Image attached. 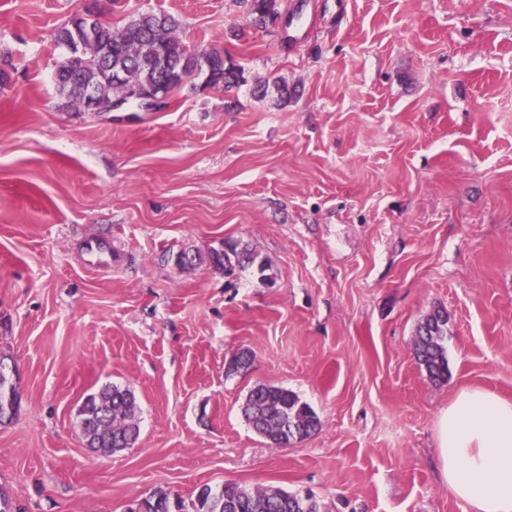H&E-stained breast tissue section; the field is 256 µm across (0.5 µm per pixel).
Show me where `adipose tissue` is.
<instances>
[{
    "label": "adipose tissue",
    "instance_id": "obj_1",
    "mask_svg": "<svg viewBox=\"0 0 512 512\" xmlns=\"http://www.w3.org/2000/svg\"><path fill=\"white\" fill-rule=\"evenodd\" d=\"M437 465L464 512H512V401L459 391L436 429Z\"/></svg>",
    "mask_w": 512,
    "mask_h": 512
}]
</instances>
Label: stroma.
Segmentation results:
<instances>
[{
  "mask_svg": "<svg viewBox=\"0 0 512 512\" xmlns=\"http://www.w3.org/2000/svg\"><path fill=\"white\" fill-rule=\"evenodd\" d=\"M146 11L244 83L198 77L160 111L63 107L52 30ZM280 13L0 0V356L21 392L0 426V489L20 512H129L228 481L308 491L322 512H462L435 466L438 415L465 387L512 401V0ZM89 237L111 242L110 270L89 266ZM228 239L274 285L206 262ZM438 307L444 383L413 352ZM109 383L134 392L140 435L105 456L76 413ZM259 384L293 391L319 429L270 448L241 415Z\"/></svg>",
  "mask_w": 512,
  "mask_h": 512,
  "instance_id": "stroma-1",
  "label": "stroma"
}]
</instances>
